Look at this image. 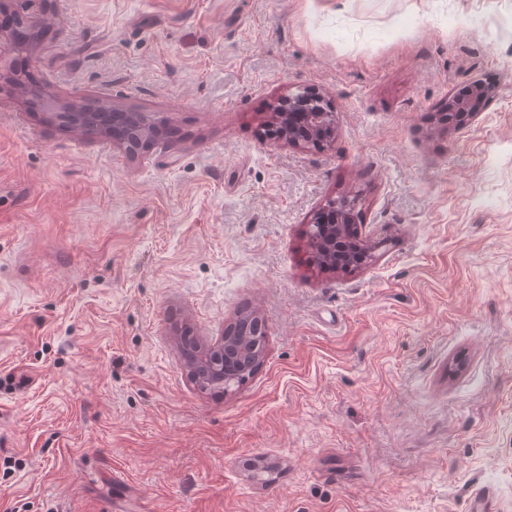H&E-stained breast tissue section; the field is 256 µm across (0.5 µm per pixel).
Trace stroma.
<instances>
[{"instance_id":"stroma-1","label":"stroma","mask_w":512,"mask_h":512,"mask_svg":"<svg viewBox=\"0 0 512 512\" xmlns=\"http://www.w3.org/2000/svg\"><path fill=\"white\" fill-rule=\"evenodd\" d=\"M44 10L11 73L168 141L127 153L0 84V512H512V0ZM307 88L334 140L261 136ZM343 194L380 248L322 272L309 224ZM244 311L262 366L201 390L182 340ZM493 84L480 80L473 81L467 87V94L463 97L450 96L444 104V112H460L464 116L473 117L482 111L486 101L495 94Z\"/></svg>"}]
</instances>
